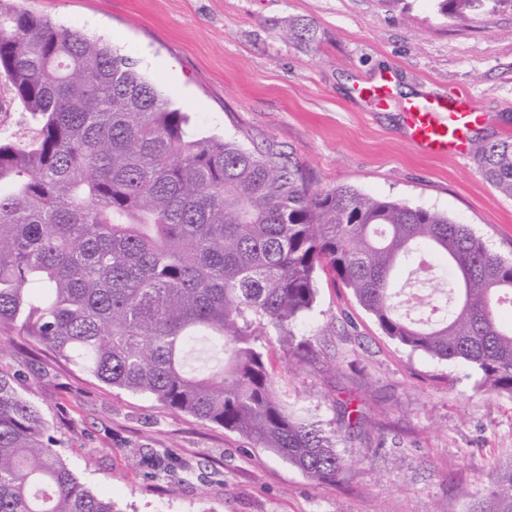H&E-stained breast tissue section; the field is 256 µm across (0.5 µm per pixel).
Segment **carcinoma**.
<instances>
[{
    "instance_id": "carcinoma-1",
    "label": "carcinoma",
    "mask_w": 512,
    "mask_h": 512,
    "mask_svg": "<svg viewBox=\"0 0 512 512\" xmlns=\"http://www.w3.org/2000/svg\"><path fill=\"white\" fill-rule=\"evenodd\" d=\"M464 21L512 0H436ZM0 77L29 123L0 137V336H23L104 384L247 439L319 484L348 460L274 390L266 345L311 348L297 320L317 273L384 335L477 367L512 395V259L466 224L399 199L313 188L278 154L198 139L129 56L0 0ZM512 198V138L482 145ZM455 270L444 300L400 296L422 260ZM419 316L413 318L410 311ZM0 512H115L55 448L42 409L0 373ZM471 512H512V463Z\"/></svg>"
}]
</instances>
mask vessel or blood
Masks as SVG:
<instances>
[{
  "mask_svg": "<svg viewBox=\"0 0 512 512\" xmlns=\"http://www.w3.org/2000/svg\"><path fill=\"white\" fill-rule=\"evenodd\" d=\"M404 134L421 154L442 158L462 154L471 125L481 117L469 95H439L407 102L403 107Z\"/></svg>",
  "mask_w": 512,
  "mask_h": 512,
  "instance_id": "b4317fda",
  "label": "vessel or blood"
}]
</instances>
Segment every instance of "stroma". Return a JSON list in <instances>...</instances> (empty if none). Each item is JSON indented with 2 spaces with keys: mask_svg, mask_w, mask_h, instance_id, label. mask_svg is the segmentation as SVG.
I'll return each mask as SVG.
<instances>
[{
  "mask_svg": "<svg viewBox=\"0 0 512 512\" xmlns=\"http://www.w3.org/2000/svg\"><path fill=\"white\" fill-rule=\"evenodd\" d=\"M109 39L196 137L274 150L317 189L349 185L448 214L512 258V199L474 155L512 135V11L456 21L436 0H19ZM395 81L390 106L358 94ZM465 91L484 115L467 158H431L403 136L408 97ZM295 325L315 356L273 350L276 389L353 465L321 485L224 427L115 389L25 340L0 344V371L40 405L71 469L117 512H470L512 461V396L476 368L385 336L352 295L320 276ZM363 415L348 428L344 404Z\"/></svg>",
  "mask_w": 512,
  "mask_h": 512,
  "instance_id": "stroma-1",
  "label": "stroma"
}]
</instances>
